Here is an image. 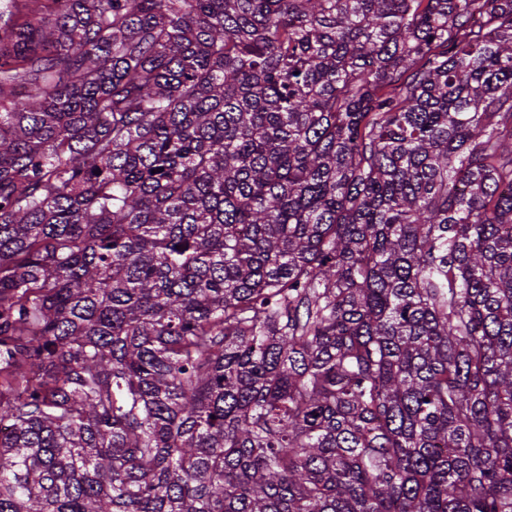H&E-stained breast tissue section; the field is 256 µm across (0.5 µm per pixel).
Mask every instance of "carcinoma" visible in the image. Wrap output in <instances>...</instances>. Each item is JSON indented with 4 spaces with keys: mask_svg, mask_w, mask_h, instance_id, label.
Returning <instances> with one entry per match:
<instances>
[{
    "mask_svg": "<svg viewBox=\"0 0 512 512\" xmlns=\"http://www.w3.org/2000/svg\"><path fill=\"white\" fill-rule=\"evenodd\" d=\"M0 512H512V0H0Z\"/></svg>",
    "mask_w": 512,
    "mask_h": 512,
    "instance_id": "cac0c4a2",
    "label": "carcinoma"
}]
</instances>
